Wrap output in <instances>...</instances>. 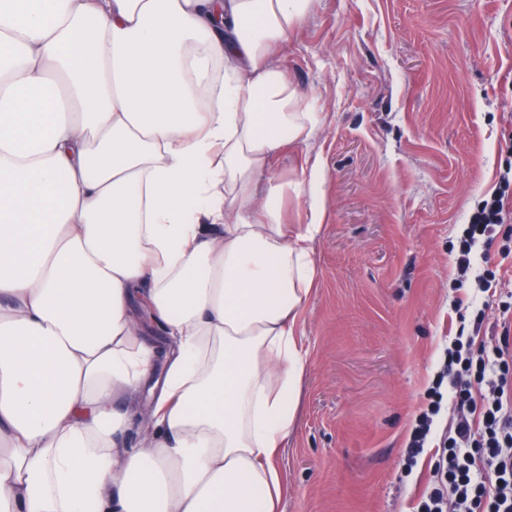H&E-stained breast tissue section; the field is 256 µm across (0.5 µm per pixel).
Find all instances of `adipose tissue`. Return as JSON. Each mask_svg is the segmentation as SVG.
Listing matches in <instances>:
<instances>
[{
    "instance_id": "adipose-tissue-1",
    "label": "adipose tissue",
    "mask_w": 512,
    "mask_h": 512,
    "mask_svg": "<svg viewBox=\"0 0 512 512\" xmlns=\"http://www.w3.org/2000/svg\"><path fill=\"white\" fill-rule=\"evenodd\" d=\"M310 2L0 0V512H281L325 209L283 221L317 118L272 55Z\"/></svg>"
}]
</instances>
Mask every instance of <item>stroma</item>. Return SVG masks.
I'll use <instances>...</instances> for the list:
<instances>
[{
  "mask_svg": "<svg viewBox=\"0 0 512 512\" xmlns=\"http://www.w3.org/2000/svg\"><path fill=\"white\" fill-rule=\"evenodd\" d=\"M274 59L317 115L274 170L318 167L326 211L282 512H413L433 451L404 470L412 423L473 295L458 237L512 144V0H312ZM283 205L307 219V189Z\"/></svg>",
  "mask_w": 512,
  "mask_h": 512,
  "instance_id": "stroma-1",
  "label": "stroma"
}]
</instances>
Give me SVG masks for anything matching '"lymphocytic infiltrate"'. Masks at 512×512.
I'll list each match as a JSON object with an SVG mask.
<instances>
[{"label": "lymphocytic infiltrate", "instance_id": "1", "mask_svg": "<svg viewBox=\"0 0 512 512\" xmlns=\"http://www.w3.org/2000/svg\"><path fill=\"white\" fill-rule=\"evenodd\" d=\"M512 259V164L500 174L496 193L470 216L458 240V264L475 271L477 294L497 296L499 282L488 268L490 249ZM487 322L478 309L472 334H457L444 349L431 399L416 419L406 451L414 466L430 443H437L432 482L415 512H512V291L497 303ZM491 339H477L483 324ZM456 415L440 423L443 402Z\"/></svg>", "mask_w": 512, "mask_h": 512}]
</instances>
